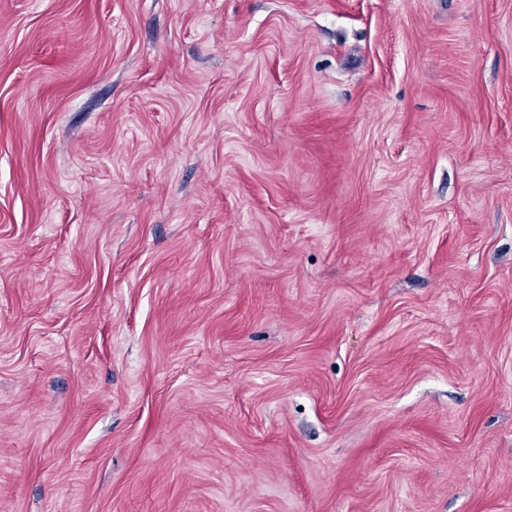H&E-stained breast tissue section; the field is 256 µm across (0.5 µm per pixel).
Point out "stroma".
I'll use <instances>...</instances> for the list:
<instances>
[{
    "label": "stroma",
    "mask_w": 512,
    "mask_h": 512,
    "mask_svg": "<svg viewBox=\"0 0 512 512\" xmlns=\"http://www.w3.org/2000/svg\"><path fill=\"white\" fill-rule=\"evenodd\" d=\"M0 512H512V0H0Z\"/></svg>",
    "instance_id": "obj_1"
}]
</instances>
